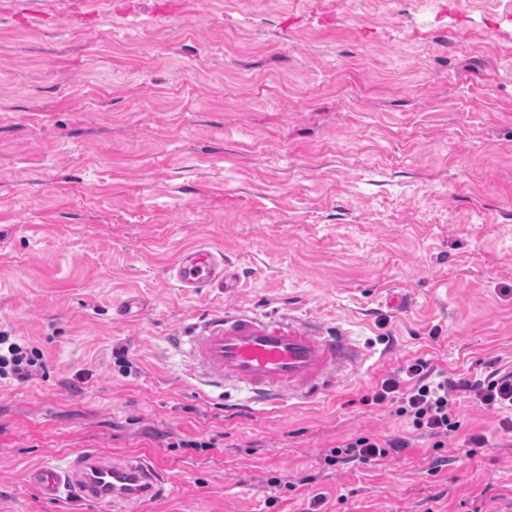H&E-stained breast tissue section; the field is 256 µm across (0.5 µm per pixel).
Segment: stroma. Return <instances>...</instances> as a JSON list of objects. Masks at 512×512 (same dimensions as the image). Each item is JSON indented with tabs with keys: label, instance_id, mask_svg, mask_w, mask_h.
<instances>
[{
	"label": "stroma",
	"instance_id": "stroma-1",
	"mask_svg": "<svg viewBox=\"0 0 512 512\" xmlns=\"http://www.w3.org/2000/svg\"><path fill=\"white\" fill-rule=\"evenodd\" d=\"M199 245L233 287L167 279ZM235 311L367 358L247 408L172 342ZM0 332L46 361L0 384V512H512L497 413L462 400L488 446L433 475L432 439L362 401L418 359L512 371V0H0ZM361 433L410 447L327 464ZM80 448L151 457L164 494L24 482Z\"/></svg>",
	"mask_w": 512,
	"mask_h": 512
}]
</instances>
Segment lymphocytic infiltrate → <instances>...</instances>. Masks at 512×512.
<instances>
[{
	"mask_svg": "<svg viewBox=\"0 0 512 512\" xmlns=\"http://www.w3.org/2000/svg\"><path fill=\"white\" fill-rule=\"evenodd\" d=\"M44 354L36 347H26L0 335V381L27 382L43 375ZM403 378L383 380L370 396L373 404H390L396 417L406 421L413 431L432 438L436 454L432 472H439L447 465L442 455L449 439H463L467 458L481 454L488 439L481 433H463L464 423L459 409L461 394H468L480 406L503 413L501 426L512 432V373L491 370L480 380L450 377L433 373L423 360L408 364ZM410 446L407 438L382 440L372 435H354L331 451V464L360 462L372 464L391 455H397Z\"/></svg>",
	"mask_w": 512,
	"mask_h": 512,
	"instance_id": "f902f5d3",
	"label": "lymphocytic infiltrate"
}]
</instances>
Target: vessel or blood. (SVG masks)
<instances>
[{"instance_id": "1", "label": "vessel or blood", "mask_w": 512, "mask_h": 512, "mask_svg": "<svg viewBox=\"0 0 512 512\" xmlns=\"http://www.w3.org/2000/svg\"><path fill=\"white\" fill-rule=\"evenodd\" d=\"M180 287H227L223 255L199 248L185 251L171 266ZM180 343L212 386L231 385L272 400L311 398L331 387L363 352L345 336H321L307 325L282 318L217 316L196 326ZM26 479L41 494L59 499L143 501L160 494L165 481L154 462L115 465L99 453L79 449L60 464L30 470Z\"/></svg>"}]
</instances>
